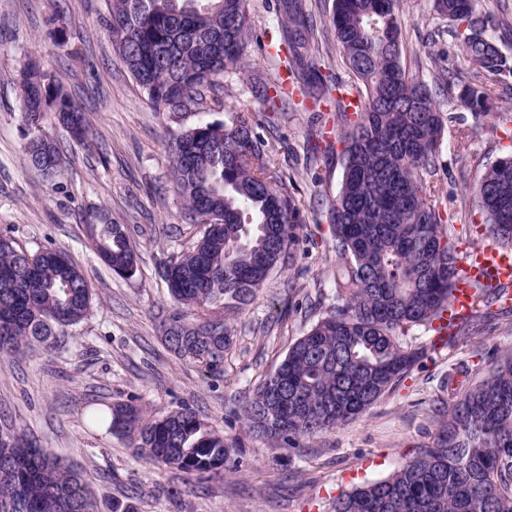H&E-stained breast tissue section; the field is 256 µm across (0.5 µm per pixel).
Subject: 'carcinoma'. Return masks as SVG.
I'll return each mask as SVG.
<instances>
[{
    "instance_id": "1",
    "label": "carcinoma",
    "mask_w": 512,
    "mask_h": 512,
    "mask_svg": "<svg viewBox=\"0 0 512 512\" xmlns=\"http://www.w3.org/2000/svg\"><path fill=\"white\" fill-rule=\"evenodd\" d=\"M109 33L126 69L154 112L175 115L203 105L202 91L240 62L249 40L246 0H108ZM465 68L440 70L438 89L455 94L475 119L495 112L488 78L512 75V58L487 35L500 23L486 0H434ZM280 44L288 78L275 94L295 90L329 116L307 146L337 152L343 173L329 200L336 260L334 310L293 343L246 400L238 417L275 449L301 450L311 438L363 416L397 388L423 356L400 337L417 325L448 335L458 257L448 242L436 180L444 116L426 84L407 72L400 0H332L331 23L353 80L323 74L324 56L304 0H281ZM71 136H88L85 117L53 78L41 82ZM43 113L22 107L23 152L29 167L51 180L61 157L32 130ZM173 183L185 220L207 224L194 248L165 266L174 305L160 323L167 347L183 359L220 371L230 329L204 314L211 304H251L295 243L302 203L240 114L226 125L205 118L170 135ZM476 204L487 231L512 246V156L485 168ZM97 257L130 278L137 255L125 227L87 211ZM512 300L478 289L474 312L457 329L467 337L481 309ZM93 294L84 272L62 251L34 254L0 231V350L52 349L85 320ZM452 394L434 443L418 449L389 477L336 497L333 512H512V356L467 386L448 375ZM157 463L198 477L223 469L235 448L190 405L149 418L136 400L93 411ZM0 512H98L83 474L13 429L0 432Z\"/></svg>"
}]
</instances>
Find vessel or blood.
<instances>
[{
	"mask_svg": "<svg viewBox=\"0 0 512 512\" xmlns=\"http://www.w3.org/2000/svg\"><path fill=\"white\" fill-rule=\"evenodd\" d=\"M512 288V253L491 247L473 245L462 257L454 285V298L448 308V319L468 315L476 286Z\"/></svg>",
	"mask_w": 512,
	"mask_h": 512,
	"instance_id": "1",
	"label": "vessel or blood"
}]
</instances>
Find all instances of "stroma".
<instances>
[{
	"label": "stroma",
	"instance_id": "stroma-1",
	"mask_svg": "<svg viewBox=\"0 0 512 512\" xmlns=\"http://www.w3.org/2000/svg\"><path fill=\"white\" fill-rule=\"evenodd\" d=\"M432 4L402 0L406 65L450 44L446 38L427 43L442 24ZM55 16L56 27L48 23ZM107 16L106 0H0V228L11 226L29 253L46 245L66 253L94 298L88 318L51 352L0 351V417L80 470L100 512H110L116 501L134 504L137 512H332L336 495L389 476L432 445L448 406L441 384L449 369L464 365L469 383L483 380L496 359L512 354V314L485 318L481 333L445 345H433L425 326L414 327L402 342L423 349L419 365L361 418L310 440L306 451H279L252 435L237 417L241 403L336 303L325 214L340 186L341 159L307 161L306 138L317 113L264 102L278 58L247 46L242 64L225 69L203 109L227 124L240 112L258 123L265 151L293 178L304 222L285 265L249 309L215 308L232 332L222 372L175 357L157 329L172 307L164 267L195 244L202 227L184 221L167 139L197 116L151 111L115 49ZM31 61L59 80L90 129L80 144L53 114L45 115L42 130L63 159L53 183L28 167L22 151L18 75ZM440 108L447 121L438 177L448 193L449 236L458 247L490 244L473 208L474 192L485 165L512 153V140L495 119L474 120L456 100L442 98ZM462 126L471 132L465 159L455 148ZM91 207L125 226L139 257L133 277L116 276L90 249L82 217ZM129 399L152 416L191 405L237 442L241 469L197 480L136 454L129 439L108 427L88 425L91 410Z\"/></svg>",
	"mask_w": 512,
	"mask_h": 512
}]
</instances>
